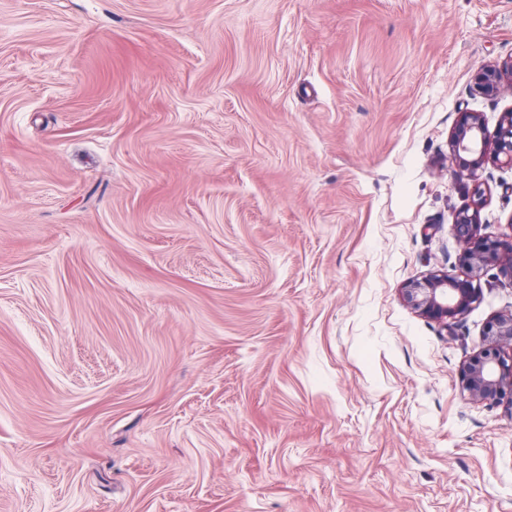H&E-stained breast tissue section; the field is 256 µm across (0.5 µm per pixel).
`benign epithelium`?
<instances>
[{
    "instance_id": "1",
    "label": "benign epithelium",
    "mask_w": 512,
    "mask_h": 512,
    "mask_svg": "<svg viewBox=\"0 0 512 512\" xmlns=\"http://www.w3.org/2000/svg\"><path fill=\"white\" fill-rule=\"evenodd\" d=\"M512 85V59L499 66L484 67L474 76L476 91L493 97L505 84ZM456 163L454 175L472 182V203L455 220L460 244L463 277L437 271L401 288L405 304L417 314L443 326L466 315L483 296L482 275L490 267L512 281V232L499 237L481 233L480 212L484 191L480 171L490 162L512 167V113L504 114L494 137H489L476 112H462L450 137ZM488 345L464 370L462 389L470 399L488 404L506 401L512 405V312L495 317L487 326Z\"/></svg>"
}]
</instances>
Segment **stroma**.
Listing matches in <instances>:
<instances>
[{"label":"stroma","mask_w":512,"mask_h":512,"mask_svg":"<svg viewBox=\"0 0 512 512\" xmlns=\"http://www.w3.org/2000/svg\"><path fill=\"white\" fill-rule=\"evenodd\" d=\"M511 58L512 0H0V512H512L461 387L512 284L401 297ZM506 82L512 85V59L499 66L481 68L474 76L476 91L489 97L499 94Z\"/></svg>","instance_id":"stroma-1"}]
</instances>
